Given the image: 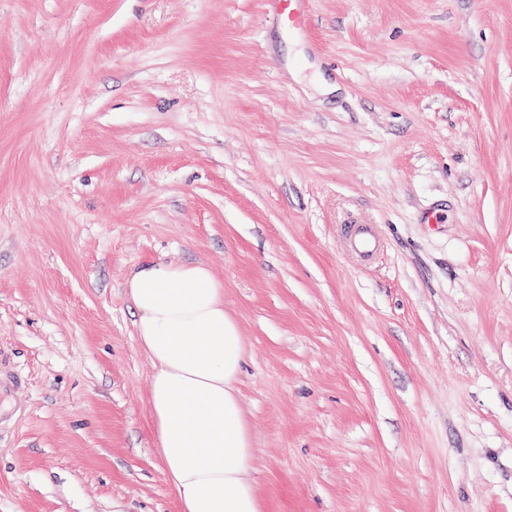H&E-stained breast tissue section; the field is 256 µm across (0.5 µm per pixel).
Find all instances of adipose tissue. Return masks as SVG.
<instances>
[{
	"label": "adipose tissue",
	"mask_w": 512,
	"mask_h": 512,
	"mask_svg": "<svg viewBox=\"0 0 512 512\" xmlns=\"http://www.w3.org/2000/svg\"><path fill=\"white\" fill-rule=\"evenodd\" d=\"M152 361L147 408L183 512H264L236 384L245 346L224 288L203 263L149 262L126 282Z\"/></svg>",
	"instance_id": "adipose-tissue-1"
}]
</instances>
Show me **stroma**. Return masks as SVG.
<instances>
[{
	"label": "stroma",
	"instance_id": "35a3bbf8",
	"mask_svg": "<svg viewBox=\"0 0 512 512\" xmlns=\"http://www.w3.org/2000/svg\"><path fill=\"white\" fill-rule=\"evenodd\" d=\"M151 261L224 287L265 512H512V0H0V512H182ZM273 17L278 22L288 21L296 27L302 25L311 0H267ZM341 236L347 251L360 261H370L382 247L374 224H343Z\"/></svg>",
	"mask_w": 512,
	"mask_h": 512
}]
</instances>
